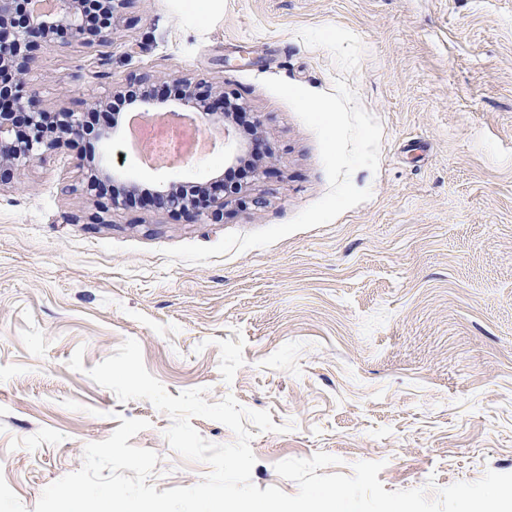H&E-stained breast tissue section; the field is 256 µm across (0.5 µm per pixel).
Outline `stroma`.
<instances>
[{"instance_id":"35a3bbf8","label":"stroma","mask_w":512,"mask_h":512,"mask_svg":"<svg viewBox=\"0 0 512 512\" xmlns=\"http://www.w3.org/2000/svg\"><path fill=\"white\" fill-rule=\"evenodd\" d=\"M36 55L25 92L50 111L144 75L222 85L239 109L198 118L213 152L154 169L127 142L125 107L111 143L82 134L0 191V512H34L125 418L149 423L129 443L158 455L157 491L210 473L170 447L167 414L89 377L129 338L171 396L270 412L281 432L251 440L259 488L296 494L276 463L319 452L338 458L330 474L383 462L388 491L512 473V0H218L205 25L174 0H125L108 42L57 37ZM267 78L327 93L346 80L381 125L377 171L351 176L370 199L267 247L169 260L327 193L314 132ZM227 135L261 137L264 172L233 161ZM91 151L119 164L96 201L75 165ZM220 175L242 188L220 224L146 199Z\"/></svg>"}]
</instances>
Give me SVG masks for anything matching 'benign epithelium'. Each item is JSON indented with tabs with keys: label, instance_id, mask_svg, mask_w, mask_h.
<instances>
[{
	"label": "benign epithelium",
	"instance_id": "1",
	"mask_svg": "<svg viewBox=\"0 0 512 512\" xmlns=\"http://www.w3.org/2000/svg\"><path fill=\"white\" fill-rule=\"evenodd\" d=\"M108 5L110 22L100 30L88 31L87 0H54L50 13H39L34 0H0V168L16 170L42 156L68 145L81 136L83 113L61 108L52 113L33 97L23 94V83L33 57L34 45L49 41L47 33L59 30L86 46L101 45L112 35L119 20L122 0H103ZM170 83L181 90L177 101L182 108L224 122V91L201 90L187 78L142 77L113 91L120 97L146 83ZM203 194L191 199L178 191L173 181L154 190V208L171 212L188 223L206 217L215 223L224 221V199L236 194L217 179L200 184Z\"/></svg>",
	"mask_w": 512,
	"mask_h": 512
}]
</instances>
